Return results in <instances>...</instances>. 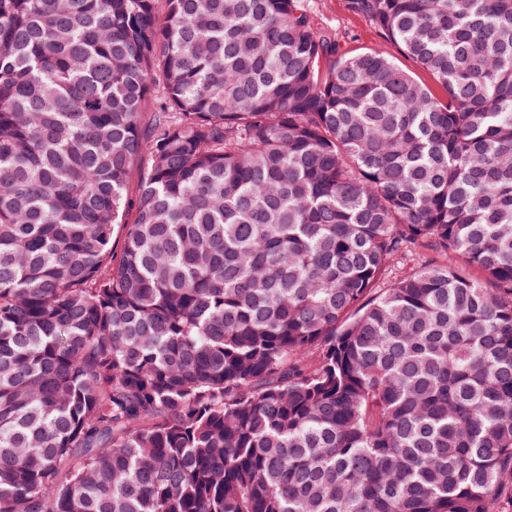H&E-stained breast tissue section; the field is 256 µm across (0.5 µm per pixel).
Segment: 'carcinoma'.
I'll return each instance as SVG.
<instances>
[{"instance_id":"carcinoma-1","label":"carcinoma","mask_w":512,"mask_h":512,"mask_svg":"<svg viewBox=\"0 0 512 512\" xmlns=\"http://www.w3.org/2000/svg\"><path fill=\"white\" fill-rule=\"evenodd\" d=\"M349 8L0 0V512H512V0ZM318 26L336 30L339 53L352 55L373 48H380L417 79L429 81L427 74L411 58L405 56L396 45L384 39L382 34L361 16L348 8L347 0H301Z\"/></svg>"}]
</instances>
